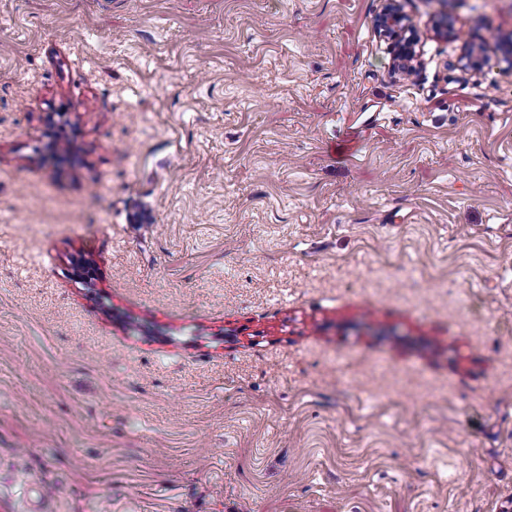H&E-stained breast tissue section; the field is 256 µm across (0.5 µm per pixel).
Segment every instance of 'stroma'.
Here are the masks:
<instances>
[{
  "instance_id": "stroma-1",
  "label": "stroma",
  "mask_w": 512,
  "mask_h": 512,
  "mask_svg": "<svg viewBox=\"0 0 512 512\" xmlns=\"http://www.w3.org/2000/svg\"><path fill=\"white\" fill-rule=\"evenodd\" d=\"M382 4L0 0V512H512V0ZM374 27L380 36L397 47L396 69L402 75L416 70L420 37L415 26L402 12L399 0H384L382 10L374 18Z\"/></svg>"
}]
</instances>
